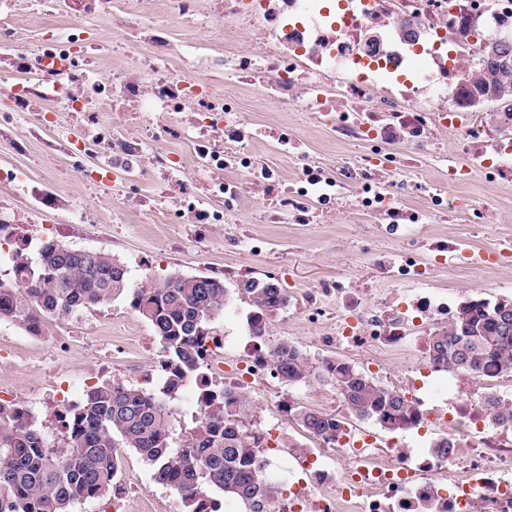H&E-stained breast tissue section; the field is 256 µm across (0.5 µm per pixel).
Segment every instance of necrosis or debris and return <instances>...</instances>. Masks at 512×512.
<instances>
[{"label": "necrosis or debris", "instance_id": "1", "mask_svg": "<svg viewBox=\"0 0 512 512\" xmlns=\"http://www.w3.org/2000/svg\"><path fill=\"white\" fill-rule=\"evenodd\" d=\"M191 25L196 41L173 38ZM42 35L30 39L28 27ZM224 50L209 70L201 59L215 29ZM512 41V0H0V94L42 145L75 158V176L116 197L112 219L145 224H314L344 191L372 232L398 251L373 250L378 287L349 274L289 293L290 320L313 328L318 349L354 355L390 381L409 408V429L442 440L406 445L358 425L343 394L336 432L314 437L315 452L294 455L268 512H512V423L488 425L489 398L512 404V372L429 385L434 325L452 309L431 273L466 263L459 237L421 241L413 225L439 214H469L459 188L480 177L512 185V111L494 112L474 69L482 44ZM245 75L273 111L307 113L336 143L357 147L337 165L310 160L295 134L278 151L297 158L282 180L247 151L255 131L238 99L224 95L223 74ZM110 113V124L100 120ZM183 135L189 155L168 148ZM464 142L462 153L449 139ZM445 158L447 195L406 199ZM25 207H18L19 197ZM43 192L21 169L0 164V239L36 223ZM70 336L46 339L26 360L36 374L17 379L15 354L0 348V404L39 398L66 426L71 388L63 376ZM237 356L224 337L206 343L202 379L233 393L278 396L267 351L251 336Z\"/></svg>", "mask_w": 512, "mask_h": 512}]
</instances>
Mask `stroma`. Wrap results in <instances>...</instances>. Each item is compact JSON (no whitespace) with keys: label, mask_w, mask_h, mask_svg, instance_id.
I'll list each match as a JSON object with an SVG mask.
<instances>
[{"label":"stroma","mask_w":512,"mask_h":512,"mask_svg":"<svg viewBox=\"0 0 512 512\" xmlns=\"http://www.w3.org/2000/svg\"><path fill=\"white\" fill-rule=\"evenodd\" d=\"M228 95L245 99L252 121L261 126L289 123L293 131L307 140L315 155L333 159L342 149L327 141L325 135L312 126L306 116L292 113L284 116L269 111L258 96L248 94L237 79L225 84ZM18 163L28 168L33 182H40L43 174H51L50 189L58 200L57 205L44 208L41 221L23 228L24 237L30 238L29 253H36L45 240L46 225L58 222L68 208L84 202L98 216L97 223L81 225L77 237L68 238V245L101 249L123 261L129 270L131 284H138L148 275L163 277L178 272L185 275L211 273L214 268L226 265L249 268L258 275L275 276L282 288L293 291L311 284L335 279L346 271L359 278L372 274L369 263L353 249L354 241L364 236V222L357 212L340 207L322 224H252L242 222V232L263 238L261 255L229 244L224 240V227L204 224L200 236L187 240L186 227L182 224H116L112 221V206L95 198L77 182L65 159L54 154L34 151L18 157L8 145H0V163ZM477 207L485 211L484 218L464 217L444 225L430 226V233L447 231L469 239L471 244L484 248L494 235L512 233V187L489 184L467 189ZM172 245L171 253H161L163 245ZM448 298L459 302L477 295L489 299L512 298V268L498 271L494 278L455 274L447 281ZM129 296H122L104 303V310L112 314L111 324H101L95 329L98 339L112 340L122 348L121 358L114 360L113 371L144 373L152 368L162 346L151 327L131 309ZM117 455L124 469L137 480L142 494L130 499L127 512H162V497L167 491L154 480V470L142 461L132 449L118 448Z\"/></svg>","instance_id":"35a3bbf8"}]
</instances>
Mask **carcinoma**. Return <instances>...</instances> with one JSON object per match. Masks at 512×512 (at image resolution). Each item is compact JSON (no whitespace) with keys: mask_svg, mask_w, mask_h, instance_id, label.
<instances>
[{"mask_svg":"<svg viewBox=\"0 0 512 512\" xmlns=\"http://www.w3.org/2000/svg\"><path fill=\"white\" fill-rule=\"evenodd\" d=\"M483 94L512 87V45L483 47ZM251 307L252 336L264 341L270 321L284 308L283 288L269 279L248 278L239 285ZM131 294V308L160 337L173 379L199 375L212 323L224 312V282L210 276L171 274L144 277L130 289L125 266L104 250L69 249L47 241L34 259L15 252L10 281L0 282V321L28 331L41 329V315L98 306ZM429 351L440 365L469 374L512 371V300L463 303L448 324L429 336ZM273 354L282 382L313 377L334 381L351 410L380 425L409 420L408 408L393 390L379 385L339 359L316 371L295 345L281 341ZM205 416L189 437L171 438V412L155 394L137 386L104 385L87 391L68 418L69 449L48 445L29 414L0 408V512H74L90 499L107 497L119 467L114 448L134 449L154 466V480L184 492L187 512H201L198 486L206 483L238 501L245 512H265L273 487L260 474L258 440L243 425L247 401L225 390L202 395ZM292 418L309 434L336 431V418L296 407Z\"/></svg>","mask_w":512,"mask_h":512,"instance_id":"cac0c4a2","label":"carcinoma"}]
</instances>
